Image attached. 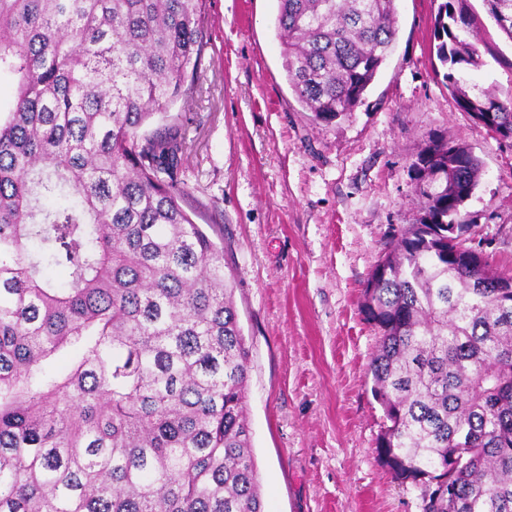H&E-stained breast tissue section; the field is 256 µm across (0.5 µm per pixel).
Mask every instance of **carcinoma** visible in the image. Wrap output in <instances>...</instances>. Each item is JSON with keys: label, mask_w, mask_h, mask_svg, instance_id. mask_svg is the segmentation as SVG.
<instances>
[{"label": "carcinoma", "mask_w": 512, "mask_h": 512, "mask_svg": "<svg viewBox=\"0 0 512 512\" xmlns=\"http://www.w3.org/2000/svg\"><path fill=\"white\" fill-rule=\"evenodd\" d=\"M288 86L352 117L396 41V0H277ZM512 41V0H484ZM203 0H0V512H264L250 349L224 248L193 221L169 116L196 75ZM467 0H442L438 60L479 68ZM460 107L512 142V100ZM165 122L150 133L155 120ZM416 214L364 289L376 459L422 512H512V272L457 220L480 175L429 137ZM78 357L65 370L53 360Z\"/></svg>", "instance_id": "1"}]
</instances>
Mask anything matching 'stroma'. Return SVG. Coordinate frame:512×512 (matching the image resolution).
Returning a JSON list of instances; mask_svg holds the SVG:
<instances>
[{
  "instance_id": "1",
  "label": "stroma",
  "mask_w": 512,
  "mask_h": 512,
  "mask_svg": "<svg viewBox=\"0 0 512 512\" xmlns=\"http://www.w3.org/2000/svg\"><path fill=\"white\" fill-rule=\"evenodd\" d=\"M441 0H397V38L352 118L315 122L288 86L277 0H204L199 84L171 109L199 224L224 239L250 348L247 408L264 512H422L419 488L375 458L383 412L368 372L378 335L363 290L393 227L411 223L413 156L461 139L479 182L472 244L512 271V146L462 110L433 50ZM483 65L468 85L512 98V41L469 0Z\"/></svg>"
}]
</instances>
